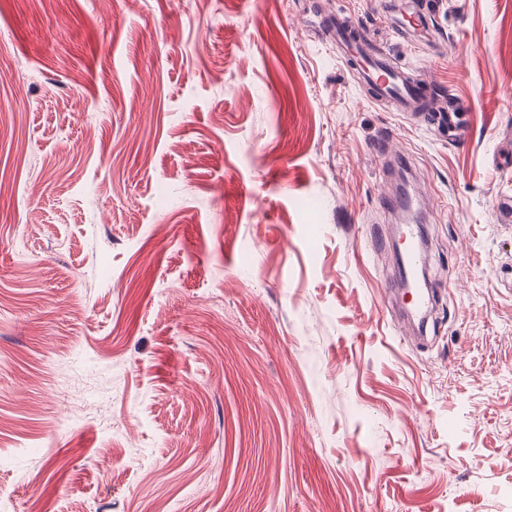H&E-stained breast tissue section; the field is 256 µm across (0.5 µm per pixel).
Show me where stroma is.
I'll use <instances>...</instances> for the list:
<instances>
[{
    "mask_svg": "<svg viewBox=\"0 0 512 512\" xmlns=\"http://www.w3.org/2000/svg\"><path fill=\"white\" fill-rule=\"evenodd\" d=\"M0 0V489L12 512H512V0ZM371 22L465 143L370 100ZM424 184L426 345L382 199ZM322 24L326 42L336 50V56L358 74L374 100L387 103L391 112H426L425 118L448 125L450 136L458 143L467 139L466 127L457 121V115L467 110L464 101L449 97L448 111L443 112L426 108V91L430 87L386 53L374 49L371 30L364 22L328 14L322 17Z\"/></svg>",
    "mask_w": 512,
    "mask_h": 512,
    "instance_id": "stroma-1",
    "label": "stroma"
}]
</instances>
